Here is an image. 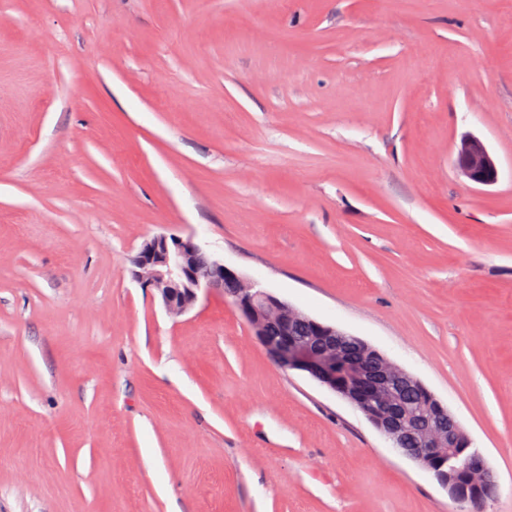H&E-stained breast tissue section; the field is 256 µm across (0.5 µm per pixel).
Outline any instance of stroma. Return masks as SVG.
Returning a JSON list of instances; mask_svg holds the SVG:
<instances>
[{"label": "stroma", "instance_id": "stroma-1", "mask_svg": "<svg viewBox=\"0 0 512 512\" xmlns=\"http://www.w3.org/2000/svg\"><path fill=\"white\" fill-rule=\"evenodd\" d=\"M160 233L421 380L512 512V0H0V512H467L221 292L170 314ZM456 152V165L471 182L480 186H492L498 182L496 162L479 137H462Z\"/></svg>", "mask_w": 512, "mask_h": 512}]
</instances>
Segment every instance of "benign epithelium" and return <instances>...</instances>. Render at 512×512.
I'll list each match as a JSON object with an SVG mask.
<instances>
[{
	"label": "benign epithelium",
	"mask_w": 512,
	"mask_h": 512,
	"mask_svg": "<svg viewBox=\"0 0 512 512\" xmlns=\"http://www.w3.org/2000/svg\"><path fill=\"white\" fill-rule=\"evenodd\" d=\"M456 165L474 184L492 186L499 170L486 144L477 136L462 137L457 146ZM132 275L161 297L168 312L179 315L198 300L201 290H220L250 324L253 335L274 361L284 369L310 374L322 385L358 408L376 430L397 446L409 434V414L399 390L423 383L395 366L378 351L366 360L358 351L370 349L364 340L345 334L300 313L257 284L243 277L223 261L206 254L193 238L157 234L146 239L131 260ZM303 321L309 335H295L294 324ZM472 440L453 417L448 424L423 438L416 448H402L403 456L426 462L424 469L461 503L483 509L490 498L474 499L452 483L456 473L481 476L486 488L495 485L493 474L482 455L471 449Z\"/></svg>",
	"instance_id": "obj_1"
}]
</instances>
